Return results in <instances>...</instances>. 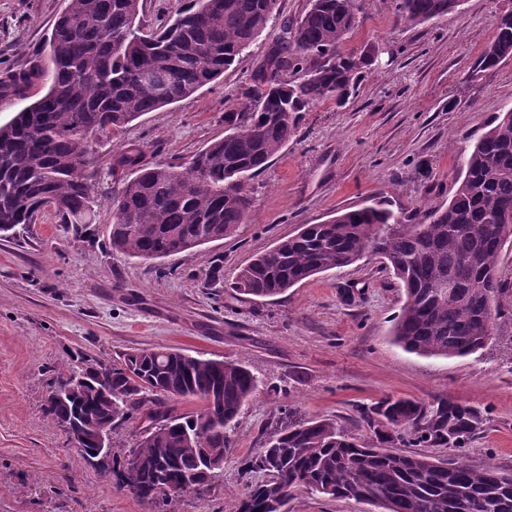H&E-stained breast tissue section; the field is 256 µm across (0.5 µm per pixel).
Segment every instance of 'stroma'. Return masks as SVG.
I'll return each mask as SVG.
<instances>
[{
	"label": "stroma",
	"instance_id": "1",
	"mask_svg": "<svg viewBox=\"0 0 512 512\" xmlns=\"http://www.w3.org/2000/svg\"><path fill=\"white\" fill-rule=\"evenodd\" d=\"M308 0H278V16L238 63L194 95L129 123L95 147L97 200L83 231L46 210L15 239H0V512H155L115 474L81 461L44 414L51 386L87 361L106 364L142 349L241 361L261 385L237 418L223 469L181 512H234L241 463L265 446L282 412L336 422L361 440L362 413L392 397L451 398L482 426L464 459L512 472V244L500 255L503 291L486 347L426 357L390 336L404 293L375 256L330 270L272 299L233 287L241 267L341 210L383 203L410 214L450 200L477 139L512 108V59L475 73L512 0H462L424 24L400 21L389 0H362L345 51L375 48L345 105H312L287 145L249 181L252 207L231 237L162 260L113 252L111 199L132 178L114 158L142 150L150 164L180 166L224 134V109ZM66 0H0V61L34 62ZM285 512H383L352 499L296 491Z\"/></svg>",
	"mask_w": 512,
	"mask_h": 512
}]
</instances>
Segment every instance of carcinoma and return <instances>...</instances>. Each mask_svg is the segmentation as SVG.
I'll list each match as a JSON object with an SVG mask.
<instances>
[{
  "label": "carcinoma",
  "mask_w": 512,
  "mask_h": 512,
  "mask_svg": "<svg viewBox=\"0 0 512 512\" xmlns=\"http://www.w3.org/2000/svg\"><path fill=\"white\" fill-rule=\"evenodd\" d=\"M360 0H308L286 23L265 59L242 85V102L224 111V137L198 151L188 166L150 165L131 148L112 168L136 176L112 198V249L163 259L219 241L244 223L251 199L244 181L266 169L297 130L303 112L345 101L370 65L347 55ZM462 0H391L396 15L422 24L457 10ZM278 0H191L176 18L145 32L143 0H67L44 50L50 63L0 67V99L28 98L0 125V236L34 224L47 208L64 224H89L94 214V144L130 122L195 94L240 59L277 15ZM512 58V13L494 23V38L475 69ZM512 243V108L495 116L473 145L466 171L448 204L395 214L380 204L338 212L256 256L234 288L246 298H273L316 274L349 266L371 253L384 260L406 300L392 335L424 356L477 353L491 336L492 311L502 292L497 265ZM451 282L454 291L438 289ZM92 383L110 380L112 400L87 394L56 399L70 379L50 391L45 415L57 426L79 417L88 426L141 425L133 452L153 462L137 492L156 512H179L183 484L209 459H226L237 417L259 387L240 362L177 351L129 354L118 365L89 363ZM204 401L218 390L223 410L177 414L170 391ZM375 439L356 442L329 420L284 414L267 446L242 466L264 472L234 512H278L299 488L327 498L362 500L385 512H512V472L473 468L456 455L438 459L433 446L457 451L480 430L478 412L450 399L424 405L388 398L363 412ZM406 441L415 452L388 449ZM166 489L154 487L155 471Z\"/></svg>",
  "instance_id": "1"
}]
</instances>
